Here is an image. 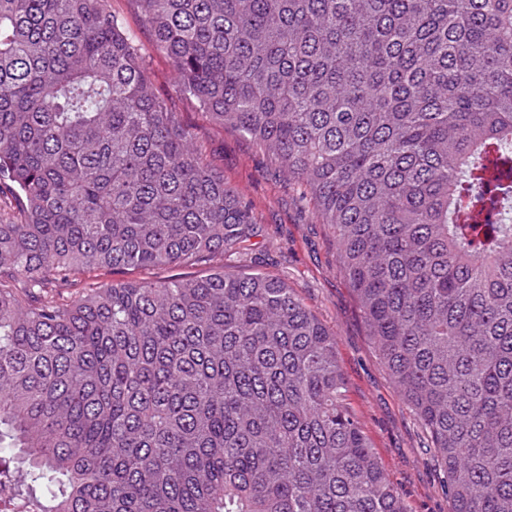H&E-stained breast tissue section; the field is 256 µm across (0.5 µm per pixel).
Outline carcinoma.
Segmentation results:
<instances>
[{
    "mask_svg": "<svg viewBox=\"0 0 512 512\" xmlns=\"http://www.w3.org/2000/svg\"><path fill=\"white\" fill-rule=\"evenodd\" d=\"M135 3L329 228L451 512H512V0ZM254 224L110 0H0V512H407L335 331L219 264ZM206 268L204 267H196V266H182L179 268H161L154 269L149 272H140V271H129L127 273H118L115 275H102L100 273H92L89 275V279L91 282L98 283H106L111 279H127V280H138L144 277L150 278H166L171 275L181 274V276H196L202 275L206 272Z\"/></svg>",
    "mask_w": 512,
    "mask_h": 512,
    "instance_id": "cac0c4a2",
    "label": "carcinoma"
}]
</instances>
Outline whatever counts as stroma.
Wrapping results in <instances>:
<instances>
[{"mask_svg":"<svg viewBox=\"0 0 512 512\" xmlns=\"http://www.w3.org/2000/svg\"><path fill=\"white\" fill-rule=\"evenodd\" d=\"M110 4L139 45L156 93L195 133L225 183L252 206L256 246L250 255L225 257V268L259 270L283 279L335 331L348 401L409 512H450L434 450L367 334L355 294L339 271L327 226L297 204L294 186L259 146L213 124L192 96L178 91L172 61L156 46L134 0Z\"/></svg>","mask_w":512,"mask_h":512,"instance_id":"35a3bbf8","label":"stroma"}]
</instances>
